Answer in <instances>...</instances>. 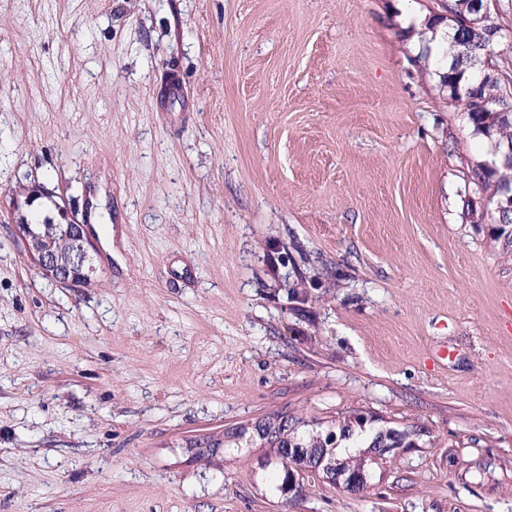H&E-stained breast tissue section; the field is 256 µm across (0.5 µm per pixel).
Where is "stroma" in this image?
Listing matches in <instances>:
<instances>
[{
	"mask_svg": "<svg viewBox=\"0 0 512 512\" xmlns=\"http://www.w3.org/2000/svg\"><path fill=\"white\" fill-rule=\"evenodd\" d=\"M406 7L0 0V512H512V246ZM34 191L91 285L28 256ZM354 414L416 447L274 489L259 424ZM26 220L16 224L19 237L41 274L52 281L70 286L88 285L97 274L90 255L94 247L90 224L75 221L61 223L52 217L42 220L43 233H37ZM52 225V226H47ZM76 242L78 245L76 246Z\"/></svg>",
	"mask_w": 512,
	"mask_h": 512,
	"instance_id": "stroma-1",
	"label": "stroma"
}]
</instances>
